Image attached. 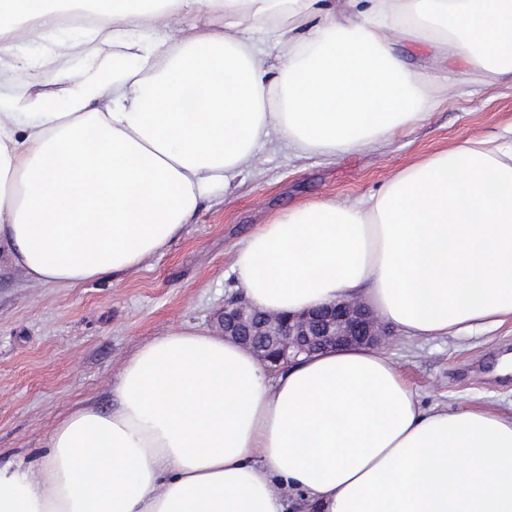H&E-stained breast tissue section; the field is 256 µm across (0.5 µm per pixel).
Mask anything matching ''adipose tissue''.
<instances>
[{
	"label": "adipose tissue",
	"mask_w": 512,
	"mask_h": 512,
	"mask_svg": "<svg viewBox=\"0 0 512 512\" xmlns=\"http://www.w3.org/2000/svg\"><path fill=\"white\" fill-rule=\"evenodd\" d=\"M0 0V246L38 284L141 266L270 134L327 157L423 119L392 55L512 75V0ZM67 12L91 17L64 25ZM195 16L172 41L166 20ZM223 18L221 30L207 17ZM75 78L51 55L95 41ZM243 298L297 313L364 296L408 338L512 323V125L395 174L361 204L310 202L234 251ZM116 406L75 408L38 468L0 465V512H512V410L421 408L381 351L299 358L276 377L247 347L185 326L141 346Z\"/></svg>",
	"instance_id": "obj_1"
}]
</instances>
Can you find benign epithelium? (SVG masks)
I'll list each match as a JSON object with an SVG mask.
<instances>
[{
    "label": "benign epithelium",
    "mask_w": 512,
    "mask_h": 512,
    "mask_svg": "<svg viewBox=\"0 0 512 512\" xmlns=\"http://www.w3.org/2000/svg\"><path fill=\"white\" fill-rule=\"evenodd\" d=\"M217 325L224 337L250 347L270 370L285 367L301 355L343 346L377 345L390 335L389 327L357 300L287 316L261 312L232 300L224 304Z\"/></svg>",
    "instance_id": "obj_1"
}]
</instances>
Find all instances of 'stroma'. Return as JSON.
Instances as JSON below:
<instances>
[{
    "label": "stroma",
    "mask_w": 512,
    "mask_h": 512,
    "mask_svg": "<svg viewBox=\"0 0 512 512\" xmlns=\"http://www.w3.org/2000/svg\"><path fill=\"white\" fill-rule=\"evenodd\" d=\"M113 51L111 42L97 41L55 55L52 66L80 74ZM394 53L422 74L437 103L426 106L423 120L372 147L328 158L270 139L228 191L199 204L180 237L115 276L74 287L38 285L0 260L1 466L38 465L55 428L78 406L108 410L112 384L145 343L189 324L213 328L225 302L237 296L233 251L258 225L304 203L366 197L401 169L512 124L511 79L489 84L466 65H441L419 42L396 41ZM382 349L423 407L512 408V379L485 369L512 355L511 324L433 338L395 331Z\"/></svg>",
    "instance_id": "obj_1"
}]
</instances>
